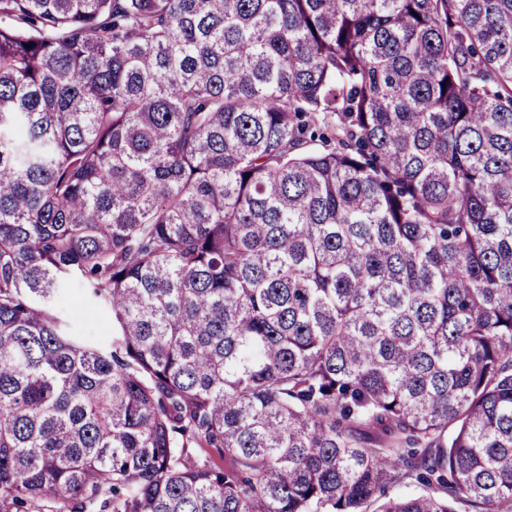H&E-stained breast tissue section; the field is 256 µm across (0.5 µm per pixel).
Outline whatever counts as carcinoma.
Wrapping results in <instances>:
<instances>
[{
	"mask_svg": "<svg viewBox=\"0 0 512 512\" xmlns=\"http://www.w3.org/2000/svg\"><path fill=\"white\" fill-rule=\"evenodd\" d=\"M0 512H512V0H0ZM69 315L79 335L103 339L112 334L111 319L80 299L70 303Z\"/></svg>",
	"mask_w": 512,
	"mask_h": 512,
	"instance_id": "obj_1",
	"label": "carcinoma"
}]
</instances>
